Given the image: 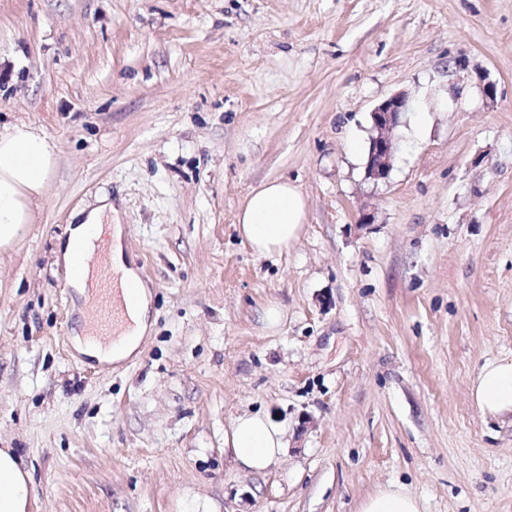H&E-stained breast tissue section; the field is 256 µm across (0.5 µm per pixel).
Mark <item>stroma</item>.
<instances>
[{
  "instance_id": "obj_1",
  "label": "stroma",
  "mask_w": 512,
  "mask_h": 512,
  "mask_svg": "<svg viewBox=\"0 0 512 512\" xmlns=\"http://www.w3.org/2000/svg\"><path fill=\"white\" fill-rule=\"evenodd\" d=\"M0 121L59 153L0 251V448L29 512H359L391 483L512 512V421L469 396L512 357V0H0ZM273 179L306 223L260 256L237 214ZM104 195L153 296L120 364L75 349L56 254ZM255 411L284 431L262 475L224 450ZM407 108L408 99L402 94H396L384 100L371 113L376 134L370 140L366 163L369 179L378 181L387 178L396 149L394 130L400 115Z\"/></svg>"
}]
</instances>
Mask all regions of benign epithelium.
<instances>
[{
  "label": "benign epithelium",
  "instance_id": "benign-epithelium-1",
  "mask_svg": "<svg viewBox=\"0 0 512 512\" xmlns=\"http://www.w3.org/2000/svg\"><path fill=\"white\" fill-rule=\"evenodd\" d=\"M407 108L408 99L402 94H396L384 100L371 112L375 135L370 140L366 163L368 178L374 181L387 178L396 149L394 130L400 115Z\"/></svg>",
  "mask_w": 512,
  "mask_h": 512
}]
</instances>
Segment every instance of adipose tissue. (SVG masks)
<instances>
[{
    "mask_svg": "<svg viewBox=\"0 0 512 512\" xmlns=\"http://www.w3.org/2000/svg\"><path fill=\"white\" fill-rule=\"evenodd\" d=\"M57 159L55 143L36 127L25 122L0 127V249L11 248L31 223L32 205L44 193ZM113 211L111 201L105 198L89 213H78L60 246L69 283L84 297L89 279L84 259L93 251L99 231H108L111 237L112 269L121 275L128 326L108 346L86 335L78 339L86 353L103 362H120L136 355L143 338L152 331V295L124 260L123 228L118 223H103ZM305 221L306 202L300 190L288 182L272 180L249 194L237 215V230L253 252L272 255L287 250L298 239ZM470 397L485 416H512V359L485 364L470 386ZM224 445L243 470L262 475L281 456L283 433L267 416L244 414L233 420L224 435ZM33 495L30 476L16 454L0 448V512H28Z\"/></svg>",
    "mask_w": 512,
    "mask_h": 512,
    "instance_id": "adipose-tissue-1",
    "label": "adipose tissue"
}]
</instances>
